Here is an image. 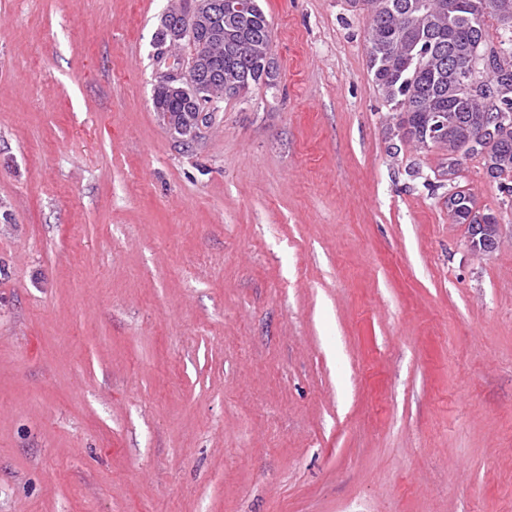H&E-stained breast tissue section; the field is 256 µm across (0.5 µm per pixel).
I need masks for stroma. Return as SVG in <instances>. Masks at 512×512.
<instances>
[{
  "mask_svg": "<svg viewBox=\"0 0 512 512\" xmlns=\"http://www.w3.org/2000/svg\"><path fill=\"white\" fill-rule=\"evenodd\" d=\"M178 0H0V512H512V206L473 255L349 0L183 150Z\"/></svg>",
  "mask_w": 512,
  "mask_h": 512,
  "instance_id": "1",
  "label": "stroma"
}]
</instances>
